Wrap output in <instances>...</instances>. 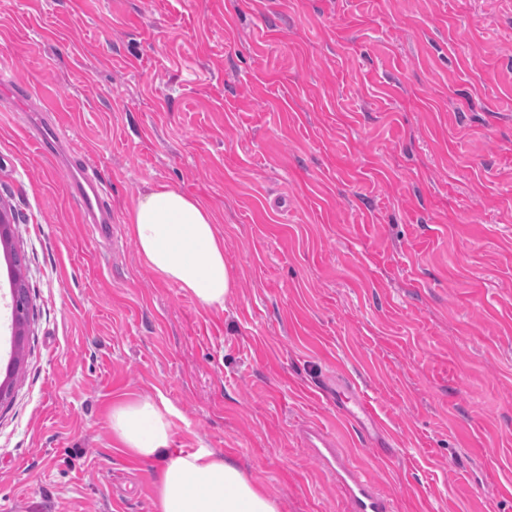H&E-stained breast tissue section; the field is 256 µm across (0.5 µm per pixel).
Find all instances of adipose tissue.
<instances>
[{
	"mask_svg": "<svg viewBox=\"0 0 512 512\" xmlns=\"http://www.w3.org/2000/svg\"><path fill=\"white\" fill-rule=\"evenodd\" d=\"M129 233L139 256L163 279L202 308L224 309L236 278L208 206L166 185L147 188L132 207ZM175 414L169 403L149 397L112 409L116 443L152 465L153 512H280L278 500L223 454L173 447Z\"/></svg>",
	"mask_w": 512,
	"mask_h": 512,
	"instance_id": "obj_1",
	"label": "adipose tissue"
}]
</instances>
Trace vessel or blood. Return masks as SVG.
I'll list each match as a JSON object with an SVG mask.
<instances>
[{
  "mask_svg": "<svg viewBox=\"0 0 512 512\" xmlns=\"http://www.w3.org/2000/svg\"><path fill=\"white\" fill-rule=\"evenodd\" d=\"M68 151L75 172L71 188L80 199L85 217L93 224L109 223L100 184L89 176L83 163L78 162L79 148L72 145ZM299 437L343 491L345 512H396L393 499L353 465L349 456L335 447L328 434L307 425L300 429Z\"/></svg>",
  "mask_w": 512,
  "mask_h": 512,
  "instance_id": "vessel-or-blood-1",
  "label": "vessel or blood"
}]
</instances>
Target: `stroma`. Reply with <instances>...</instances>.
Wrapping results in <instances>:
<instances>
[{
  "label": "stroma",
  "mask_w": 512,
  "mask_h": 512,
  "mask_svg": "<svg viewBox=\"0 0 512 512\" xmlns=\"http://www.w3.org/2000/svg\"><path fill=\"white\" fill-rule=\"evenodd\" d=\"M0 506L153 512L112 442L128 394L281 512H344L328 429L397 512H512V0H0ZM110 187L85 223L44 110ZM168 185L214 212L237 286L208 310L140 259ZM345 376L390 444L336 407Z\"/></svg>",
  "instance_id": "stroma-1"
}]
</instances>
